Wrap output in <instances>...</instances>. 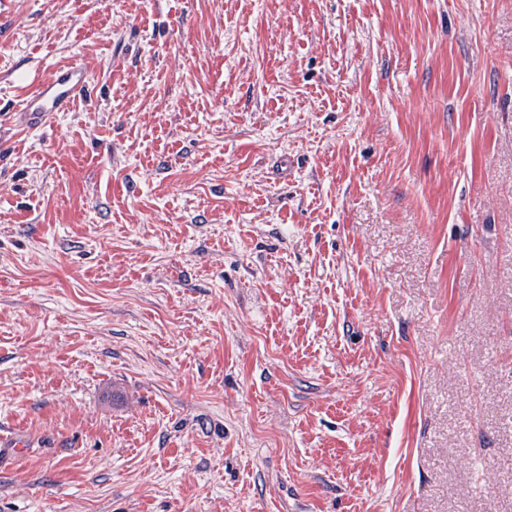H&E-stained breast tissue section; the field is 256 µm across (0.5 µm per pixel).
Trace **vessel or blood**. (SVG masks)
<instances>
[{
	"label": "vessel or blood",
	"mask_w": 512,
	"mask_h": 512,
	"mask_svg": "<svg viewBox=\"0 0 512 512\" xmlns=\"http://www.w3.org/2000/svg\"><path fill=\"white\" fill-rule=\"evenodd\" d=\"M90 95L91 84L86 68L59 66L24 97L19 117L26 127L40 128L49 124L57 113L68 111L75 101Z\"/></svg>",
	"instance_id": "obj_1"
}]
</instances>
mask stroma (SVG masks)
<instances>
[{"instance_id":"stroma-1","label":"stroma","mask_w":512,"mask_h":512,"mask_svg":"<svg viewBox=\"0 0 512 512\" xmlns=\"http://www.w3.org/2000/svg\"><path fill=\"white\" fill-rule=\"evenodd\" d=\"M0 430V512H512V0H13ZM90 95L87 68L74 65L55 67L24 97L19 117L26 127L40 128L49 124L57 112H68L75 101Z\"/></svg>"}]
</instances>
